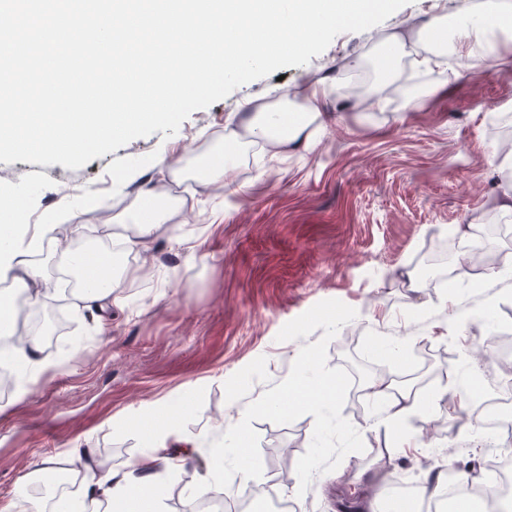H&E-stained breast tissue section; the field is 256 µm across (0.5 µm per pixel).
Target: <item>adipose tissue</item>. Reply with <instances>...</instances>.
I'll list each match as a JSON object with an SVG mask.
<instances>
[{"label": "adipose tissue", "instance_id": "adipose-tissue-1", "mask_svg": "<svg viewBox=\"0 0 512 512\" xmlns=\"http://www.w3.org/2000/svg\"><path fill=\"white\" fill-rule=\"evenodd\" d=\"M457 26L464 36L475 37L480 51L476 58L486 61L496 54L492 44L500 35L512 34V11L498 14L495 24L473 28L466 13H459ZM333 89L325 83H316L299 105L288 103L264 106L249 113L246 130L249 136L258 137L276 152H285L297 146L315 147L326 129L324 108ZM22 201L17 197H0V282L15 277L18 267H25L27 280L23 300L8 294L0 299L9 317H17L20 303L33 304L47 293L48 284L40 271L23 264L24 255L49 242L58 245L50 224L36 225L33 234L20 233L14 216L21 210ZM77 270L85 284L84 298L102 311L121 306L122 279L112 273V258L101 251L82 252ZM93 451L75 447L66 457H48L39 469L43 472L60 470L63 465H81L82 478L78 500L58 497L53 504L38 499H27L19 512H160L163 499L161 472L182 467V460L169 456L164 442H157L147 460H132L123 467L106 472L97 471L93 465Z\"/></svg>", "mask_w": 512, "mask_h": 512}]
</instances>
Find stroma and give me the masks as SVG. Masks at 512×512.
<instances>
[{"instance_id": "stroma-1", "label": "stroma", "mask_w": 512, "mask_h": 512, "mask_svg": "<svg viewBox=\"0 0 512 512\" xmlns=\"http://www.w3.org/2000/svg\"><path fill=\"white\" fill-rule=\"evenodd\" d=\"M463 10L478 13L476 0H411L366 31L338 35L308 64L194 111L174 136L134 139L76 170L0 162V196L27 199L22 223L70 209L64 238L78 248L101 244L99 228L145 190L180 206L156 230L150 252L133 246V225L112 234L128 268L146 262L150 271L124 283L126 305L109 314L67 291L61 251L27 255L52 286L39 307L58 308L66 324L56 343L43 345L52 368L21 364L13 390L0 393L1 508L16 503L20 478L35 462L76 444L94 448L104 471L147 458L151 441L139 422L151 416L155 428L171 432L170 448L182 438L196 446L195 463L163 476V512H186L192 486L211 474L210 444L288 376L307 343L277 341L278 332L325 299L358 312L330 342L329 367L348 341L357 355L383 356L387 372L375 383L405 377L424 404L402 424L413 445L384 462L393 440L381 424L389 398L351 391L342 415L364 451L314 475L302 494L295 464L310 444L313 416L288 425L255 421L263 474L250 481L249 494L272 491L289 512H366L374 497L397 498V482L434 483L452 460L470 462V480L490 482L491 449L456 421L473 410L471 376L486 387L502 376L499 359L484 357L489 336L469 322L470 312H489L512 328V271H467L475 230L512 226V211L497 205L512 191V172L490 163L495 149L512 146V40L500 44L502 63L482 71L455 52L454 64L403 87L400 103L370 122L357 118L362 99L340 91L359 75L381 92L386 83L373 62L388 52V38ZM317 80L336 92L315 148L274 159L249 145L231 173L241 187L235 194L195 178L203 154L224 137H242L237 115L246 105L272 103L278 92ZM486 101L493 111L483 110ZM185 236L198 238L197 254L185 250ZM413 279L419 291L410 290ZM166 403L178 406L174 419H159ZM354 486L356 508L349 505Z\"/></svg>"}]
</instances>
